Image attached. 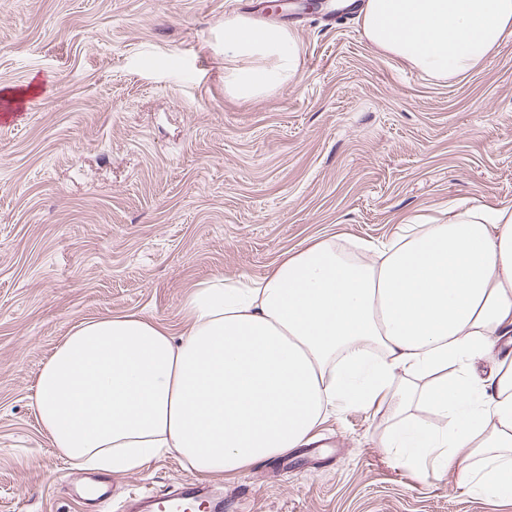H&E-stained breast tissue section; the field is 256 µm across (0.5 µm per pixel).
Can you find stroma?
<instances>
[{
  "label": "stroma",
  "mask_w": 512,
  "mask_h": 512,
  "mask_svg": "<svg viewBox=\"0 0 512 512\" xmlns=\"http://www.w3.org/2000/svg\"><path fill=\"white\" fill-rule=\"evenodd\" d=\"M0 0V512H99L50 444L32 384L69 329L122 312L178 326L193 283L257 279L315 237L390 238L402 216L512 204V36L445 83L298 0ZM289 31L297 78L224 84V19ZM395 406L339 410L306 451L214 476L235 512H512L378 447ZM173 455L114 473L113 503L187 478Z\"/></svg>",
  "instance_id": "35a3bbf8"
}]
</instances>
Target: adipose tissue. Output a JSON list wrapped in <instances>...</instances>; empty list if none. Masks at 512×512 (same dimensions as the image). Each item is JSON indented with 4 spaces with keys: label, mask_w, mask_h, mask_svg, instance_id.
Here are the masks:
<instances>
[{
    "label": "adipose tissue",
    "mask_w": 512,
    "mask_h": 512,
    "mask_svg": "<svg viewBox=\"0 0 512 512\" xmlns=\"http://www.w3.org/2000/svg\"><path fill=\"white\" fill-rule=\"evenodd\" d=\"M359 17L375 50L436 81L512 34V0H366ZM224 60L247 100L286 86L300 56L288 31L235 17ZM181 318L179 333L135 313L90 319L44 362L35 413L72 466L132 472L172 453L196 477L234 475L307 446L330 410L391 401L387 457L512 502V359L486 381L472 370L512 335V205L407 215L355 254L309 240L259 279L193 286Z\"/></svg>",
    "instance_id": "adipose-tissue-1"
}]
</instances>
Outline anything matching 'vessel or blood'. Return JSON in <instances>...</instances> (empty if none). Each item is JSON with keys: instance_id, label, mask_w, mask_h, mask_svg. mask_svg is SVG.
<instances>
[{"instance_id": "vessel-or-blood-1", "label": "vessel or blood", "mask_w": 512, "mask_h": 512, "mask_svg": "<svg viewBox=\"0 0 512 512\" xmlns=\"http://www.w3.org/2000/svg\"><path fill=\"white\" fill-rule=\"evenodd\" d=\"M113 482L110 477L89 475L73 484L71 494L77 499H90L110 507ZM123 512H224V495L212 485L185 479L165 493L149 492L129 495Z\"/></svg>"}]
</instances>
